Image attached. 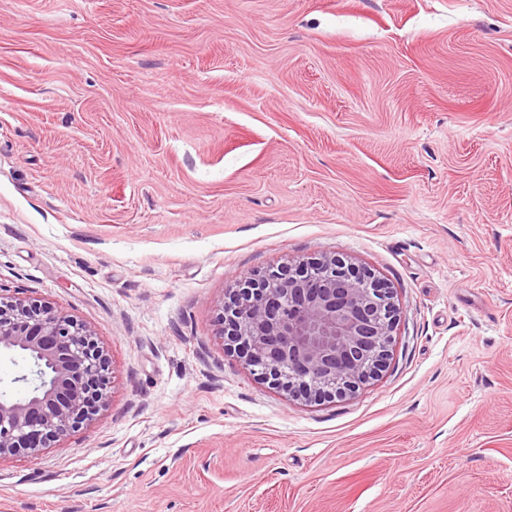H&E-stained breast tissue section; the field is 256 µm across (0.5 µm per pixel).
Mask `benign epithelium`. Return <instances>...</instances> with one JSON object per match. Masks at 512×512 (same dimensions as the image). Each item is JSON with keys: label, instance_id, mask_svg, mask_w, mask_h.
Listing matches in <instances>:
<instances>
[{"label": "benign epithelium", "instance_id": "1", "mask_svg": "<svg viewBox=\"0 0 512 512\" xmlns=\"http://www.w3.org/2000/svg\"><path fill=\"white\" fill-rule=\"evenodd\" d=\"M400 307L371 271L336 256L279 265L229 292L217 338L257 379L297 400L333 401L387 366ZM20 353L27 393L0 395V459L39 455L104 407L109 360L84 324L0 296V353Z\"/></svg>", "mask_w": 512, "mask_h": 512}]
</instances>
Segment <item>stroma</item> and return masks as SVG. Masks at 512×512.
I'll use <instances>...</instances> for the list:
<instances>
[{"label": "stroma", "instance_id": "obj_1", "mask_svg": "<svg viewBox=\"0 0 512 512\" xmlns=\"http://www.w3.org/2000/svg\"><path fill=\"white\" fill-rule=\"evenodd\" d=\"M333 254L400 321L305 403L216 318ZM0 296L111 371L0 512H512V0H0Z\"/></svg>", "mask_w": 512, "mask_h": 512}]
</instances>
